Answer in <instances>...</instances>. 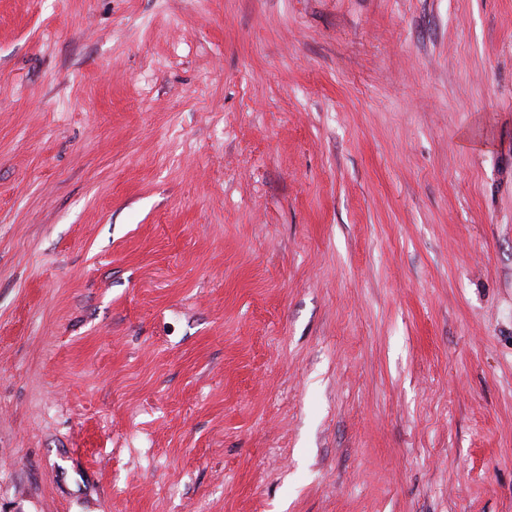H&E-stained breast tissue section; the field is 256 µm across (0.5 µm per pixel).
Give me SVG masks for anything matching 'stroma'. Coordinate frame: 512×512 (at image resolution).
I'll use <instances>...</instances> for the list:
<instances>
[{
	"mask_svg": "<svg viewBox=\"0 0 512 512\" xmlns=\"http://www.w3.org/2000/svg\"><path fill=\"white\" fill-rule=\"evenodd\" d=\"M0 512H512V0H0Z\"/></svg>",
	"mask_w": 512,
	"mask_h": 512,
	"instance_id": "stroma-1",
	"label": "stroma"
}]
</instances>
